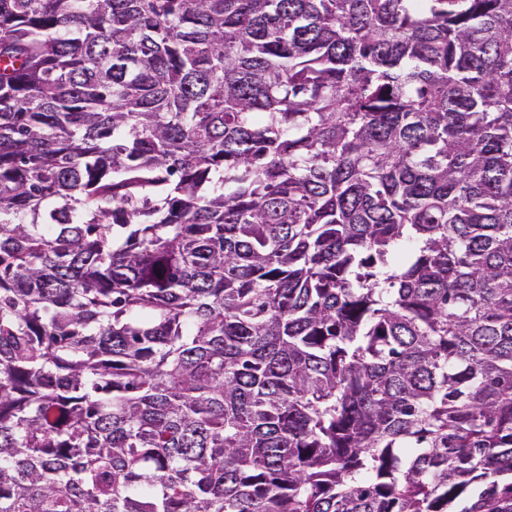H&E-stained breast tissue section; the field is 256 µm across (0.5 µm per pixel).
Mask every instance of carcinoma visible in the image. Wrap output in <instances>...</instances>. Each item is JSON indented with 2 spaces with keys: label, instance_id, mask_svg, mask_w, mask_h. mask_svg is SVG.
<instances>
[{
  "label": "carcinoma",
  "instance_id": "1",
  "mask_svg": "<svg viewBox=\"0 0 512 512\" xmlns=\"http://www.w3.org/2000/svg\"><path fill=\"white\" fill-rule=\"evenodd\" d=\"M0 512H512V0H0Z\"/></svg>",
  "mask_w": 512,
  "mask_h": 512
}]
</instances>
